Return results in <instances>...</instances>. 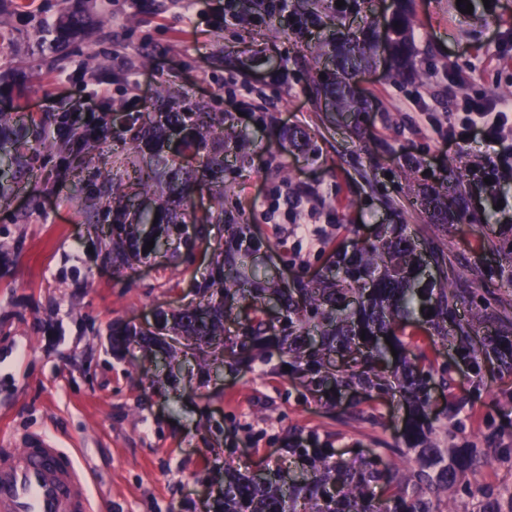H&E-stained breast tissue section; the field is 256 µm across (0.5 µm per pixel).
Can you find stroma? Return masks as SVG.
<instances>
[{
	"instance_id": "stroma-1",
	"label": "stroma",
	"mask_w": 512,
	"mask_h": 512,
	"mask_svg": "<svg viewBox=\"0 0 512 512\" xmlns=\"http://www.w3.org/2000/svg\"><path fill=\"white\" fill-rule=\"evenodd\" d=\"M358 2L350 11L336 0H291L316 19L301 38L246 9L236 24H218L219 0H112L111 24L95 25L61 61L37 50L35 19L13 16L11 44L0 52L9 71L0 111L22 113L25 129L18 186L0 202V448L43 432L76 450L99 512H211L205 492L221 491L225 462L244 473L299 471L296 436L316 437L356 464L405 445L407 406L396 398L346 391L330 405L273 366L207 377L190 355L183 368L192 383L173 391L162 361L135 344L112 350L113 325L148 328L159 312L199 303L227 239L225 225L210 222L216 207L249 225L252 269L292 282L405 225L422 248L443 255L439 268L460 295L449 330L465 324L477 300L486 306L484 333L512 341V293L495 276L512 265V172L500 173L497 196L479 194L473 175L488 146L448 143V114L465 100L512 99V0H470L469 14L456 0ZM404 7L415 19V83L396 81L380 48L352 81L364 111H338L314 93L307 47L383 26ZM102 86L109 95L87 123L109 129L108 138L91 151L65 138L40 150L43 130ZM160 98L169 112L231 115L251 141L226 152L223 184L198 176L193 214L211 226L207 244L118 273L100 250L101 228L112 222L105 176L120 161L149 162L134 137ZM456 177L466 212L449 206L440 221L420 210L417 198L444 196ZM425 354L449 372L437 406L440 447L512 440L504 403L512 373L466 377L446 346ZM452 419L460 431L449 432ZM463 481L469 492L457 508L477 512L479 486H512V468L496 462Z\"/></svg>"
}]
</instances>
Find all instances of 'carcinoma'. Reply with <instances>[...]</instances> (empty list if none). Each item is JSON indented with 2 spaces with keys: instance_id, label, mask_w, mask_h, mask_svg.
<instances>
[{
  "instance_id": "cac0c4a2",
  "label": "carcinoma",
  "mask_w": 512,
  "mask_h": 512,
  "mask_svg": "<svg viewBox=\"0 0 512 512\" xmlns=\"http://www.w3.org/2000/svg\"><path fill=\"white\" fill-rule=\"evenodd\" d=\"M67 14L49 30L50 45L63 50L86 27L90 17L111 14L112 0H70ZM29 8L23 0H0V41L10 39L9 18ZM411 19L399 12L385 26V43L399 74L405 73L413 57L408 38ZM377 48V34L369 30L362 41H345L341 51L315 50V58L330 59L333 68L313 79L316 94L337 104L341 110L359 112L363 100L350 80ZM184 133L177 154H152L155 168L134 175L114 174L112 197L133 200L165 182L170 195L179 199L182 209L169 208L161 196L155 208L139 211L133 218L123 208L113 210L112 237L104 240L105 253L112 267L121 270L139 255H151L169 240H179L187 249L208 236V225L190 224L187 207L193 191V171L198 165L217 179H224V146L240 137L231 118L217 112H169L162 133ZM239 260L226 258L216 276L201 287L203 301L172 314L171 331L179 339L205 345L210 355L198 366L210 367V359H222L224 367L240 371L255 361L269 364L278 360L300 372L318 387L359 388L367 394H399L410 399L417 415L405 428L407 448L392 449L384 459L374 455L362 466L347 462L333 448H308L297 444L293 454L303 458L307 474L285 484L279 472L264 478L243 474L224 465V512H455L440 505L454 503L466 491L458 477L461 463L455 449L440 448L435 434L433 411L427 398L430 383L448 386L445 378H435L433 366L417 343L403 342L411 325L410 317L427 318L432 331L428 343L448 341L444 323L453 314L458 295L448 287V279L424 280L415 257V246L403 232L376 243L362 244L349 257L341 258L318 280L290 286L272 280L264 288L251 286L244 268L248 241L239 230ZM154 247L146 249L147 242ZM236 324L228 334L226 324ZM151 329H112V346L121 349L133 340L146 347L156 344ZM391 345H386V342ZM456 352L478 375L486 364L512 372V344L499 346L497 339L485 337L476 348L467 336H455ZM417 351L405 362L400 377H386L385 355L389 348ZM338 353L344 367L334 370L330 358ZM512 464V445L496 449L491 458L482 448L472 447L465 466L477 473L490 460ZM381 489L377 496L372 487ZM487 503L480 512H512V487L486 488Z\"/></svg>"
}]
</instances>
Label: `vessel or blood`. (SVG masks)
Listing matches in <instances>:
<instances>
[{
	"label": "vessel or blood",
	"mask_w": 512,
	"mask_h": 512,
	"mask_svg": "<svg viewBox=\"0 0 512 512\" xmlns=\"http://www.w3.org/2000/svg\"><path fill=\"white\" fill-rule=\"evenodd\" d=\"M0 512H94L79 457L42 433L0 452Z\"/></svg>",
	"instance_id": "obj_1"
}]
</instances>
